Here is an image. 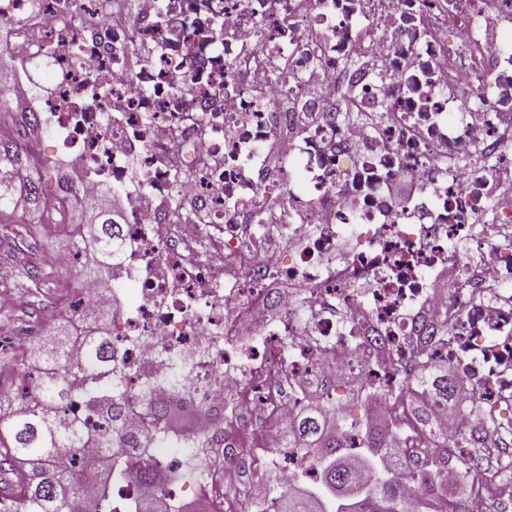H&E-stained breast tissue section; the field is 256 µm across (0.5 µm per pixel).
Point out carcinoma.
<instances>
[{
    "label": "carcinoma",
    "instance_id": "carcinoma-1",
    "mask_svg": "<svg viewBox=\"0 0 512 512\" xmlns=\"http://www.w3.org/2000/svg\"><path fill=\"white\" fill-rule=\"evenodd\" d=\"M28 158L15 143L0 142V213L30 203L48 212L49 200L43 196L41 178L17 183L19 170L27 166ZM102 223L94 225L97 249L109 256L121 251L119 225L112 222L109 210L101 208ZM39 358L55 368V372L35 383L38 399L32 408L24 406L8 412L0 411V460L18 462L22 469L16 477V496L22 512H113L112 483L118 480L161 483L166 480L161 463L152 453L154 448L169 445L168 420L170 407L159 402L150 408L151 424L140 436L138 448L144 465L133 468L124 459V439L114 429L96 435L97 447L107 461L106 477L93 483L86 480L84 468L60 464L64 456L76 458L88 435L78 422L61 423L57 409L74 384L81 385L85 400L94 405L101 397L105 375L112 366L100 362L112 358L98 338L89 340V361L83 366L67 362L68 344L34 345ZM398 398L404 420L374 425L369 409L379 403L375 395L344 398L337 405L325 407L318 402L309 404L302 414L288 425L286 447L310 449L319 481L312 492H300L287 498V512H405L404 485L400 471L406 463L401 440L424 445L425 470L419 476V497L434 512L445 503L446 512H459L455 500L436 497V488L448 474V438L434 427L435 406L447 404L462 408L465 399L457 391V383L448 374V367L418 366L416 377L405 386ZM361 437L356 459L348 454V439ZM364 494L352 504L353 510L342 508L345 497L356 488ZM130 512H178L172 501L154 498L129 503Z\"/></svg>",
    "mask_w": 512,
    "mask_h": 512
}]
</instances>
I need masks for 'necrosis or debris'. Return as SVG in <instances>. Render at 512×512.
<instances>
[{"label":"necrosis or debris","mask_w":512,"mask_h":512,"mask_svg":"<svg viewBox=\"0 0 512 512\" xmlns=\"http://www.w3.org/2000/svg\"><path fill=\"white\" fill-rule=\"evenodd\" d=\"M129 3L117 24L112 0H0V49L21 62L0 104L25 102L61 164L55 202L124 201L108 278L41 322L72 325L80 363L92 312L113 306L125 436L147 395L198 414L188 452L166 457L188 481L132 482L122 502L187 488L208 512L266 506L267 471L292 488L313 475L283 447L304 387L339 390L346 371L391 409L425 332L471 405L511 418L512 248L490 244L512 228V0ZM407 174L402 209L388 187ZM363 336L377 345L358 351ZM436 424L464 451L486 438L453 407ZM240 477L242 502L224 491Z\"/></svg>","instance_id":"necrosis-or-debris-1"}]
</instances>
